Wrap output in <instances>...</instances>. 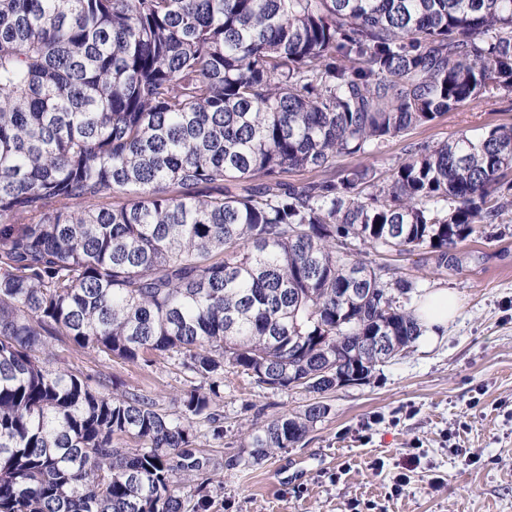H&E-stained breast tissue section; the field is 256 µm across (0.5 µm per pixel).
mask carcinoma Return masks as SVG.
I'll list each match as a JSON object with an SVG mask.
<instances>
[{"instance_id":"cac0c4a2","label":"carcinoma","mask_w":512,"mask_h":512,"mask_svg":"<svg viewBox=\"0 0 512 512\" xmlns=\"http://www.w3.org/2000/svg\"><path fill=\"white\" fill-rule=\"evenodd\" d=\"M509 96L512 0H0V512H185L224 367L322 398L412 347L413 283L374 256L446 269L505 223L512 123L386 174L336 160ZM61 338L199 385L169 414L56 366ZM327 414L255 421L245 447Z\"/></svg>"}]
</instances>
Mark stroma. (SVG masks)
<instances>
[{
	"mask_svg": "<svg viewBox=\"0 0 512 512\" xmlns=\"http://www.w3.org/2000/svg\"><path fill=\"white\" fill-rule=\"evenodd\" d=\"M512 123V97L472 103L388 142L371 162L388 171L409 143H444ZM415 281L412 303L448 290L459 308L434 340L418 339L370 379L325 395L328 415L297 446L261 462L238 458L248 424L303 409L309 394L267 390L228 368L220 389L224 437L198 439L223 481L207 487L209 512H512V228L460 245L438 272L428 255L394 258ZM58 366L153 397L167 412L198 380L170 358L151 363L103 360L55 341ZM407 474L400 495L391 486Z\"/></svg>",
	"mask_w": 512,
	"mask_h": 512,
	"instance_id": "stroma-1",
	"label": "stroma"
}]
</instances>
